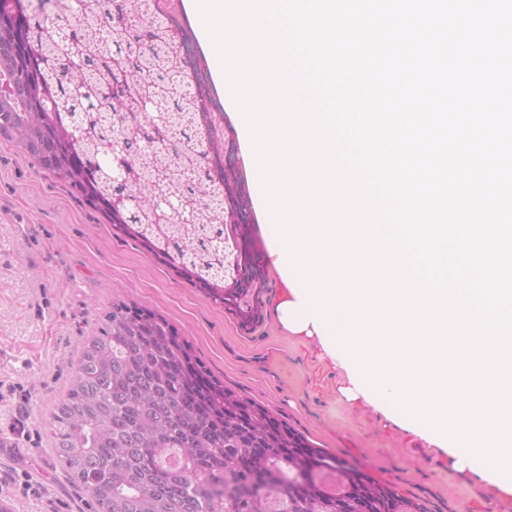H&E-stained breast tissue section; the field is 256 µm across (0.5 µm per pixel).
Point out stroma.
<instances>
[{
  "label": "stroma",
  "instance_id": "stroma-1",
  "mask_svg": "<svg viewBox=\"0 0 512 512\" xmlns=\"http://www.w3.org/2000/svg\"><path fill=\"white\" fill-rule=\"evenodd\" d=\"M263 318L241 327L141 244L112 228L53 175L0 141V502L11 512H93L55 455L47 420L70 363L112 303L165 317L226 388L254 400L314 447L395 486L425 512H512V495L458 469L447 449L347 396V372L317 337L294 335L274 305L285 285L266 267ZM29 475L39 494L18 482Z\"/></svg>",
  "mask_w": 512,
  "mask_h": 512
}]
</instances>
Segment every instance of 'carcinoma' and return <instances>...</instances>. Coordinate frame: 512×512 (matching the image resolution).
Returning <instances> with one entry per match:
<instances>
[{"label": "carcinoma", "instance_id": "1", "mask_svg": "<svg viewBox=\"0 0 512 512\" xmlns=\"http://www.w3.org/2000/svg\"><path fill=\"white\" fill-rule=\"evenodd\" d=\"M0 0V139L171 267L244 328L262 318L247 288L218 287L224 166L199 135L216 130L210 90L182 81L186 60L151 0H77L64 19ZM167 101L157 131L130 132L141 101ZM127 141L128 184H112V138ZM189 203L157 243L158 192ZM261 249L243 241L249 271ZM54 449L96 512H423L396 487L334 458L213 377L164 318L114 304L86 339L49 420ZM342 477L328 490L327 471Z\"/></svg>", "mask_w": 512, "mask_h": 512}]
</instances>
